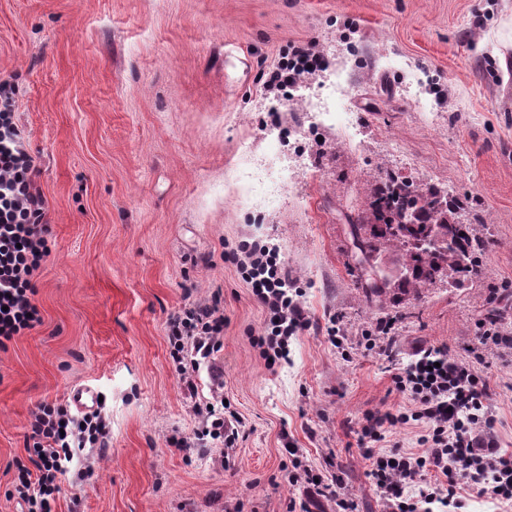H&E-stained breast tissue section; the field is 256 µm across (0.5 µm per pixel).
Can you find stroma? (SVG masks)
Wrapping results in <instances>:
<instances>
[{
    "mask_svg": "<svg viewBox=\"0 0 512 512\" xmlns=\"http://www.w3.org/2000/svg\"><path fill=\"white\" fill-rule=\"evenodd\" d=\"M324 68L265 90L294 45ZM512 0H0V79L39 169L51 253L35 279L43 323L0 349V512L5 469L42 401L89 385L104 453L84 449L55 512H286L302 488L290 449L342 476L358 512H381L358 443L376 411H407L392 376L424 347L470 357L477 326L512 332ZM327 98L333 117L306 106ZM266 162L282 184L246 181ZM462 199L485 240L480 274L417 299L368 301L351 260L353 202L388 176ZM274 245L311 326L268 367L264 314L225 244ZM220 293V379L244 422L229 461L173 439L198 420L169 355L166 320ZM392 322L391 354L365 347ZM343 338L333 346L326 329ZM493 438L512 452V357L480 366Z\"/></svg>",
    "mask_w": 512,
    "mask_h": 512,
    "instance_id": "35a3bbf8",
    "label": "stroma"
}]
</instances>
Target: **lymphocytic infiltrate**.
Segmentation results:
<instances>
[{
  "mask_svg": "<svg viewBox=\"0 0 512 512\" xmlns=\"http://www.w3.org/2000/svg\"><path fill=\"white\" fill-rule=\"evenodd\" d=\"M323 59L315 42L293 49L269 72L266 89L295 86L315 75ZM15 87L0 80V348L35 329L42 317L34 278L50 254L51 227L40 192L34 157L13 111ZM224 260L236 267L265 311L264 331L257 339L268 366L288 353L290 338L309 328L300 301L289 294L275 247L262 240L244 241L226 250ZM220 296L185 303L166 322L170 355L180 383L196 395L203 364L214 361L223 347L224 312ZM395 389L414 407L398 414H370L360 442L373 459L368 473L383 512H434V505L462 508L463 492L512 505V454L488 436L491 396L488 379L469 361L451 357L447 347L421 349L393 377ZM200 420L193 437L177 447L211 437L222 457H229L240 438L242 421L224 415L214 404H194ZM416 424L423 432L419 452L393 445L383 448L386 434L399 425ZM107 424L100 411L77 416L69 405L41 402L29 422L25 456L15 459L9 498L22 512H54L59 480L75 449L104 448Z\"/></svg>",
  "mask_w": 512,
  "mask_h": 512,
  "instance_id": "f902f5d3",
  "label": "lymphocytic infiltrate"
}]
</instances>
